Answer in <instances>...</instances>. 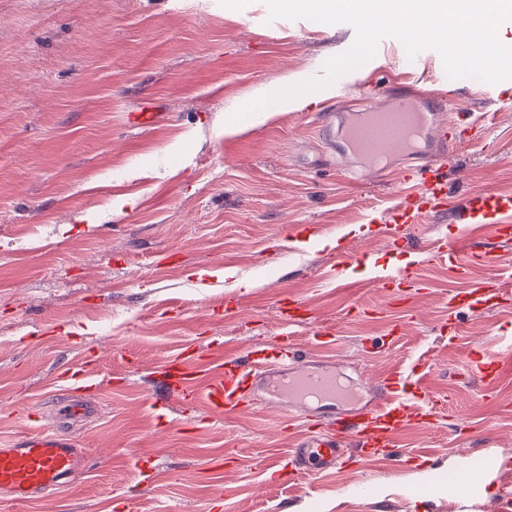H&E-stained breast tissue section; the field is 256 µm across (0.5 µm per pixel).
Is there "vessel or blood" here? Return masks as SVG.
<instances>
[{
	"instance_id": "1",
	"label": "vessel or blood",
	"mask_w": 512,
	"mask_h": 512,
	"mask_svg": "<svg viewBox=\"0 0 512 512\" xmlns=\"http://www.w3.org/2000/svg\"><path fill=\"white\" fill-rule=\"evenodd\" d=\"M319 128L342 143L360 166L380 173L398 172L404 187L400 201L388 213L390 242L412 244L413 228L426 217L454 212L463 224L491 222L501 240L512 239V196L477 194L456 202L446 191L447 150L474 132L441 119L428 94L413 90L396 95L385 108L363 106L347 115L321 107ZM407 158L395 167L397 158ZM457 279L473 292L495 299L497 288L471 279L469 260L455 250L437 249ZM290 313L280 323L282 343L252 350L246 358L227 359L201 369L196 354L183 350L169 359L158 380L157 400L176 396L185 401L204 400L212 409L232 417L259 402L285 405L289 421L305 423L307 433L290 449L288 457L297 475L328 473L342 461L347 442L359 453L394 454V441L410 423L427 416L429 393L417 371H390L372 388L349 381L335 364L307 359L285 344L286 336L303 326L310 310L290 301ZM470 371L485 393L495 391L505 370L486 360L480 350L470 354ZM82 449L56 432H39L0 448V491L12 500L27 501L70 484L82 471Z\"/></svg>"
}]
</instances>
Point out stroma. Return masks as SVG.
<instances>
[{
  "instance_id": "1",
  "label": "stroma",
  "mask_w": 512,
  "mask_h": 512,
  "mask_svg": "<svg viewBox=\"0 0 512 512\" xmlns=\"http://www.w3.org/2000/svg\"><path fill=\"white\" fill-rule=\"evenodd\" d=\"M354 38L347 24L269 20L264 0H0V448L54 429L85 459L68 488L24 503L0 493V512H499L512 482V374L497 405L467 365L476 345L507 359L512 241L449 219L425 225V244L393 250L365 219L392 207L401 185L374 172L347 182L344 152L310 109L274 104L269 120L224 133L226 113L314 77ZM404 55L384 38L322 102L347 112L366 97L386 102L407 80L430 88L441 56L410 79ZM441 110L486 128L481 143L449 149V195L512 192V103L459 79ZM140 111L157 113L154 127L130 124ZM123 201L131 210L115 216ZM296 224L320 232L296 238ZM328 238L355 256V287L324 280L336 261L321 247ZM477 238L501 258L472 266L473 279L501 287L489 304L431 257L442 243L469 253ZM380 265L413 270L402 301L375 282ZM285 296L332 331L337 365L359 381L420 362L441 412L399 437L405 463L380 453L278 481L262 464L287 456L281 407L227 418L172 397L153 409L158 371L178 352L196 349L205 364L277 342ZM452 310L453 341L438 331ZM387 334L392 350L365 352L367 337ZM81 365L77 393L67 375ZM77 394L86 417L57 420L55 405ZM363 482L370 497L350 495Z\"/></svg>"
}]
</instances>
